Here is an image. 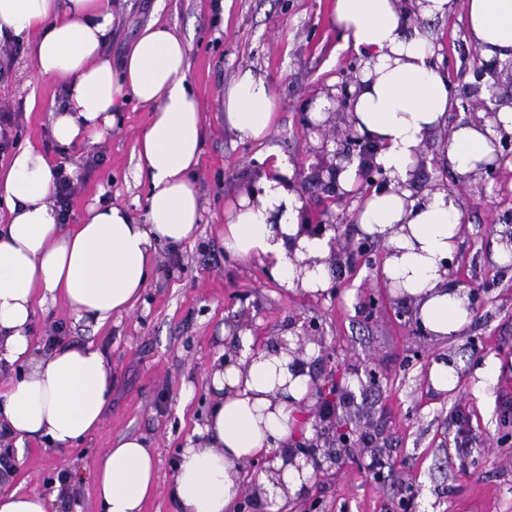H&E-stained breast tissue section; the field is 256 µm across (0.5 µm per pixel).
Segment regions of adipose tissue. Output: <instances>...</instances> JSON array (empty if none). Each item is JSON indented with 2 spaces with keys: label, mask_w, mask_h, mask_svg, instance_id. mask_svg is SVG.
I'll use <instances>...</instances> for the list:
<instances>
[{
  "label": "adipose tissue",
  "mask_w": 512,
  "mask_h": 512,
  "mask_svg": "<svg viewBox=\"0 0 512 512\" xmlns=\"http://www.w3.org/2000/svg\"><path fill=\"white\" fill-rule=\"evenodd\" d=\"M115 0H0V41H27L43 79L65 78L66 99L52 120L64 146L92 144L111 131L128 103L149 107L136 167L149 186L145 219L120 205H92L77 223L59 221L50 197L57 168L27 145L0 171V363L15 374L0 387V429L13 438L16 466L38 442L71 448L98 431L110 404L112 362L94 342L44 351L31 334L37 307L62 300L95 328L131 312L156 277L159 245L190 240L200 222L193 182L202 152V107L188 82V47L174 29L150 20L121 67L102 46L117 20ZM469 39L482 56L512 59V0H466ZM329 20L361 56L363 67L347 112L376 145L373 164L391 179L353 213L363 235L388 254L383 273L394 296L406 298L430 338L456 337L473 312L444 267L456 251L462 212L443 189L410 186L423 143L449 131L445 162L461 176L474 172L493 147L478 122L449 125L456 105L447 71L434 63L435 45L411 28L403 0H331ZM224 120L242 142H262L275 128V103L264 76L240 73L224 91ZM287 160L267 172L224 213V253L266 261L281 287L308 294L329 284V237L312 238L299 223L301 203ZM240 347L215 358L205 378L213 403L203 425L179 449L169 494L177 512H232L240 473L257 459L270 470L260 482L272 512L296 495L312 466L285 465L299 434L312 377L295 375L286 352L255 349L250 332ZM155 443L117 438L96 461L93 480L102 512H144L158 486ZM282 471L274 484L270 471Z\"/></svg>",
  "instance_id": "obj_1"
}]
</instances>
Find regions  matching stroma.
Instances as JSON below:
<instances>
[{
    "mask_svg": "<svg viewBox=\"0 0 512 512\" xmlns=\"http://www.w3.org/2000/svg\"><path fill=\"white\" fill-rule=\"evenodd\" d=\"M330 0H118L119 22L104 48L120 62L149 19L175 29L189 47L190 85L203 109L204 141L195 184L202 222L179 251L156 253L159 276L146 286L134 310L93 330L62 303L38 308L34 331L46 339L63 323L71 342L92 340L112 359V398L100 430L75 447L58 450L28 444L25 464L8 482L20 492H57L55 512H100L92 464L123 435H146L159 454L157 493L144 512H175L168 495L174 461L208 411L212 396L204 370L233 348L231 334L251 330L258 343L300 332L310 321L330 352L311 369L316 382L372 368L378 386L354 389L350 403L336 407L339 425H366L368 440L385 452L387 466L372 474L358 452L345 454L336 470L311 483L312 501H285L280 512H512V262L494 258L497 236L488 224L512 231V168L486 189L473 186L464 202V224L455 277L493 286L488 301L464 332L438 342L394 315L391 294L380 287V249L356 270L338 265L335 285L318 295L281 288L258 260L224 254V211L278 154L293 167L292 183L304 194L303 220L326 214L351 224L354 200L337 201L312 182L306 149L314 101L350 80L360 66L356 51L328 19ZM419 29L437 45V55L459 97L475 82L473 45L465 11L426 20ZM265 76L278 112L277 126L261 143H239L224 123V89L245 69ZM64 82L35 74L32 48L20 54L0 43V113L18 114L19 146L39 148L51 161L72 167L76 188L72 218L92 204L119 203L144 217L148 188L136 175L135 148L150 121L145 106L132 103L119 123L92 146L59 145L51 113L63 101ZM375 291L380 306L367 311ZM465 362L453 392L428 385L435 355ZM499 360L479 384L473 356ZM66 472L67 494L56 476Z\"/></svg>",
    "mask_w": 512,
    "mask_h": 512,
    "instance_id": "obj_1",
    "label": "stroma"
}]
</instances>
